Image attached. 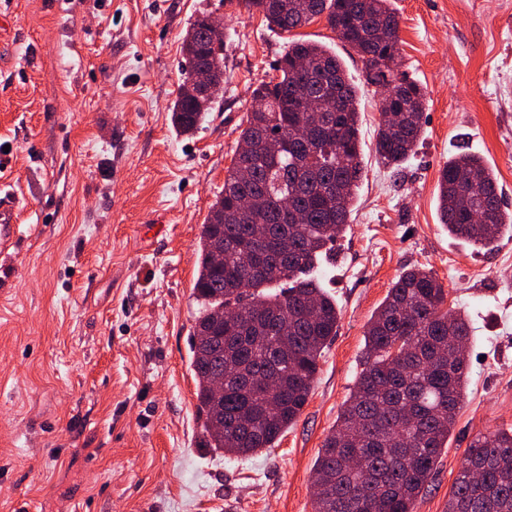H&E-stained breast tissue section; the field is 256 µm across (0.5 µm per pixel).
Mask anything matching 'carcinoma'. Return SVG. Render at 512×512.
<instances>
[{
    "label": "carcinoma",
    "mask_w": 512,
    "mask_h": 512,
    "mask_svg": "<svg viewBox=\"0 0 512 512\" xmlns=\"http://www.w3.org/2000/svg\"><path fill=\"white\" fill-rule=\"evenodd\" d=\"M291 32L325 18L382 90L375 152L401 168L425 124V94L399 71L391 0H225ZM207 15L183 38L186 62L171 120L192 134L222 96L224 42ZM279 75L251 92L224 191L201 225L191 334L198 419L229 456L273 448L301 416L339 309L316 270L346 230L363 179L358 87L325 45L292 40ZM437 213L475 251L512 233V212L484 158L463 151L439 171ZM288 220H283V215ZM433 271L398 276L365 332L363 368L314 465L315 512H413L454 429L467 382L468 315L443 309ZM446 512H512V428L471 441Z\"/></svg>",
    "instance_id": "obj_1"
}]
</instances>
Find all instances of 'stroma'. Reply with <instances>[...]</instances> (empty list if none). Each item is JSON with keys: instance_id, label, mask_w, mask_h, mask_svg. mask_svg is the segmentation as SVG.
<instances>
[{"instance_id": "stroma-1", "label": "stroma", "mask_w": 512, "mask_h": 512, "mask_svg": "<svg viewBox=\"0 0 512 512\" xmlns=\"http://www.w3.org/2000/svg\"><path fill=\"white\" fill-rule=\"evenodd\" d=\"M401 69L426 125L399 173L378 163L381 92L318 18L360 87L363 180L320 278L335 337L298 421L251 457L207 448L190 334L196 248L287 34L222 0H0V172L25 192L0 256V512H314L313 467L362 369L366 326L403 269L435 272L468 315L455 428L414 512H445L480 433L512 426V237L475 253L437 217L439 169L482 154L512 211V0H393ZM224 19V96L193 136L170 108L182 40Z\"/></svg>"}]
</instances>
